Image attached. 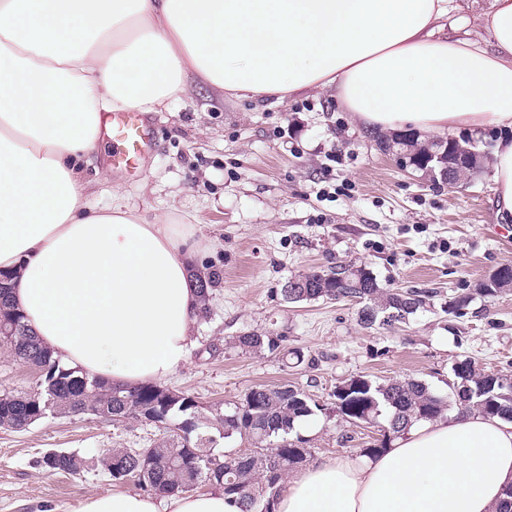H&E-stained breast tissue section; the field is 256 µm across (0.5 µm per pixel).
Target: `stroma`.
I'll return each mask as SVG.
<instances>
[{
    "label": "stroma",
    "instance_id": "35a3bbf8",
    "mask_svg": "<svg viewBox=\"0 0 512 512\" xmlns=\"http://www.w3.org/2000/svg\"><path fill=\"white\" fill-rule=\"evenodd\" d=\"M146 118L151 155L134 176L116 175L112 146L100 140L97 161L83 167L85 200L170 215L207 243L195 267H213L223 284L196 326L187 364L166 382L195 396L201 417L214 418L252 387L291 384L325 407L305 433L313 461L354 458L378 431L335 414L342 381L419 379L451 398L452 367L465 359L512 378V290L492 299L479 291L493 270L512 264V226L495 221L489 169L463 186L433 181L381 150L378 136L317 90L281 103L197 84ZM339 264L365 266L382 287L419 291L430 303L406 322L367 329L359 301L285 300L290 278ZM464 296L463 313L448 314ZM252 332L286 337L304 363L228 346ZM162 433L91 414L0 428V512H76L87 495L113 488L100 464L106 450L144 448ZM52 449L81 456L84 471L44 470L39 459Z\"/></svg>",
    "mask_w": 512,
    "mask_h": 512
}]
</instances>
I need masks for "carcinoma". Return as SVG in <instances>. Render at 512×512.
I'll return each instance as SVG.
<instances>
[{"label":"carcinoma","instance_id":"cac0c4a2","mask_svg":"<svg viewBox=\"0 0 512 512\" xmlns=\"http://www.w3.org/2000/svg\"><path fill=\"white\" fill-rule=\"evenodd\" d=\"M385 151L404 147L415 167L429 150L443 152L447 144L420 146L402 136L381 140ZM206 317L214 289L221 284L217 270L197 273ZM308 287L299 294L283 291L291 303L352 296L365 301L360 323L371 328L390 325L426 305V296L415 291H392L379 286L373 273L362 267L338 265L300 275ZM230 344L244 353H278L283 361L300 365L304 355L286 345V337L266 332L235 336ZM0 348L16 362L37 367L41 383L20 394H0V427L23 429L41 420L53 407L81 409L114 423L133 418L153 423H175L178 433L165 435L146 448H114L102 459L111 481L128 478L149 492L166 495L190 492L202 483L219 487L233 498L240 512H272L284 484L311 456L303 447L307 439L296 433V422L323 411L307 392L288 384L261 385L244 394L215 420L198 416V402L191 395L156 384L134 388L88 379L79 368H67L52 359L11 302L8 287L0 284ZM455 403L459 412L471 410L512 420V380L478 371L470 360L455 364ZM336 413L350 425L381 426L398 434L418 420H433L448 410L445 397L421 380L376 383L363 376L336 387ZM233 436L250 440L251 447L219 451L217 442ZM54 462L51 470L77 473L82 460L66 451H50L42 460Z\"/></svg>","mask_w":512,"mask_h":512}]
</instances>
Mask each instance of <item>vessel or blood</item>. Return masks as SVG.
Segmentation results:
<instances>
[{
    "instance_id": "obj_1",
    "label": "vessel or blood",
    "mask_w": 512,
    "mask_h": 512,
    "mask_svg": "<svg viewBox=\"0 0 512 512\" xmlns=\"http://www.w3.org/2000/svg\"><path fill=\"white\" fill-rule=\"evenodd\" d=\"M110 140L112 167L120 172L136 171L154 145V130L140 113L122 112L112 117Z\"/></svg>"
}]
</instances>
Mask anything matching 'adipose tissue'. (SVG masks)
<instances>
[{"mask_svg": "<svg viewBox=\"0 0 512 512\" xmlns=\"http://www.w3.org/2000/svg\"><path fill=\"white\" fill-rule=\"evenodd\" d=\"M452 0H0V272L62 365L114 385L185 365L202 304L188 225L85 202L102 115L169 109L190 77L237 98L333 92L378 134L501 129L491 204L512 224V0L483 39ZM455 36H448V29ZM512 421L414 422L377 457L294 474L277 512H499ZM77 512H239L224 493L88 495Z\"/></svg>", "mask_w": 512, "mask_h": 512, "instance_id": "adipose-tissue-1", "label": "adipose tissue"}]
</instances>
